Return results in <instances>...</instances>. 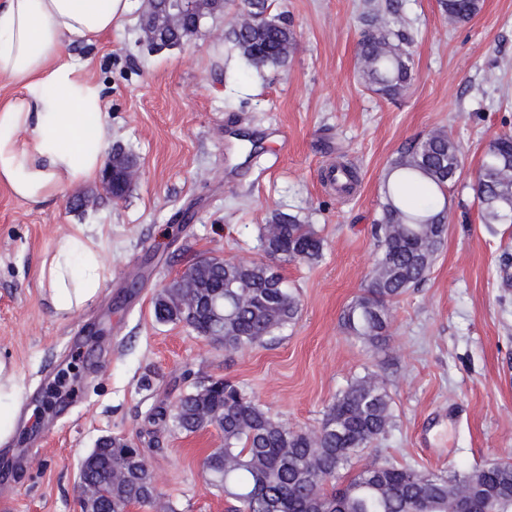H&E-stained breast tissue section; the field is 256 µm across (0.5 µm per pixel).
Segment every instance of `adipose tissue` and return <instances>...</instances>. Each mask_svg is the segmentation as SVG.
Listing matches in <instances>:
<instances>
[{"mask_svg": "<svg viewBox=\"0 0 512 512\" xmlns=\"http://www.w3.org/2000/svg\"><path fill=\"white\" fill-rule=\"evenodd\" d=\"M131 0H0V184L31 207L94 182L105 162L107 114L98 85L68 45L119 26ZM41 278L57 313L92 301L102 280L99 247L76 224L56 242Z\"/></svg>", "mask_w": 512, "mask_h": 512, "instance_id": "obj_1", "label": "adipose tissue"}]
</instances>
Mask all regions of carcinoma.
I'll use <instances>...</instances> for the list:
<instances>
[{
    "mask_svg": "<svg viewBox=\"0 0 512 512\" xmlns=\"http://www.w3.org/2000/svg\"><path fill=\"white\" fill-rule=\"evenodd\" d=\"M448 24L467 23L483 0H438ZM403 0H386L357 43V73L363 86L389 100L404 95L414 80L409 37L393 30ZM163 0H149L140 17L148 46L187 41L200 29L185 22L158 21ZM232 48L255 69L284 67L297 46L296 34L271 13L269 0H241L229 22ZM373 237L380 251L369 285L343 315L346 330L373 346L383 341L393 304L426 279L444 239L448 207L442 199L461 175L459 144L434 130L390 161ZM472 188L483 224H512V132L488 143ZM264 259L241 266L230 259L203 258L191 264L154 302L161 323L182 322L199 336L239 351L263 345L292 324L299 300L278 264L315 261L323 240L297 216L276 213L259 237ZM152 420L186 434L214 426L224 447L205 459L209 485L236 505L232 512H448L463 494L472 512H512V460L499 466L422 471L353 460L387 433L392 398L375 374L354 379L338 394L314 431L290 428L236 385L207 380L178 403L156 407ZM155 478L140 449L112 439L81 463V494L101 495L112 512L130 503L154 504Z\"/></svg>",
    "mask_w": 512,
    "mask_h": 512,
    "instance_id": "carcinoma-1",
    "label": "carcinoma"
}]
</instances>
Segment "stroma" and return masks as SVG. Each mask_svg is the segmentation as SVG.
I'll use <instances>...</instances> for the list:
<instances>
[{
    "mask_svg": "<svg viewBox=\"0 0 512 512\" xmlns=\"http://www.w3.org/2000/svg\"><path fill=\"white\" fill-rule=\"evenodd\" d=\"M367 0H273L297 33L287 66H246L224 17L182 45L150 49L145 0L91 45L72 47L107 102L110 148L139 163L124 198L93 183L30 208L0 185V386L27 412L0 438V512H78L79 466L104 436L143 448L163 502L177 512H230L204 460L222 447L210 426H148L159 399L223 378L294 429L318 428L336 396L374 372L391 397V432L361 454L429 471L512 459V224H483L470 182L488 142L512 130V0H484L449 26L438 0H405L400 25L415 80L395 101L356 74ZM442 129L461 148L448 233L426 281L392 309L379 347L342 324L377 258L371 228L389 163ZM290 149H274L280 137ZM358 189L326 183L336 162ZM85 198L79 211L71 200ZM276 211L313 224L319 262L285 264L297 320L256 348L222 344L153 315L157 295L201 257L262 260L258 236ZM84 224L99 244L96 298L57 315L40 276L57 238Z\"/></svg>",
    "mask_w": 512,
    "mask_h": 512,
    "instance_id": "1",
    "label": "stroma"
}]
</instances>
